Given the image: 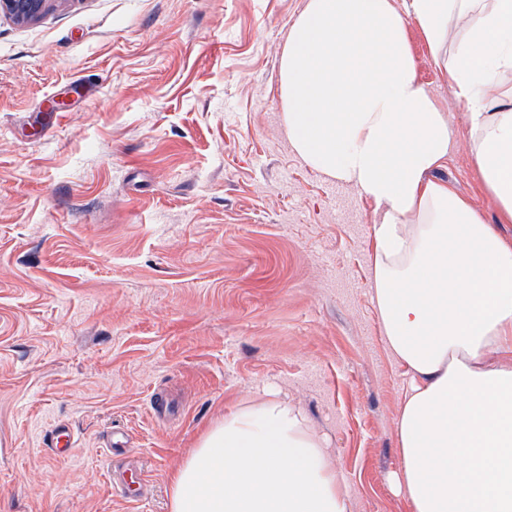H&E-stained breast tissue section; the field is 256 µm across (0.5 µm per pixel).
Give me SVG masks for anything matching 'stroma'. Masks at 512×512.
<instances>
[{
	"label": "stroma",
	"mask_w": 512,
	"mask_h": 512,
	"mask_svg": "<svg viewBox=\"0 0 512 512\" xmlns=\"http://www.w3.org/2000/svg\"><path fill=\"white\" fill-rule=\"evenodd\" d=\"M306 4L0 14V512H170L169 475L200 434L267 391L322 439L351 512H408L375 207L311 168L283 121L281 56ZM411 48L453 132L433 176L495 223L464 111L419 31ZM61 424L65 460L45 442Z\"/></svg>",
	"instance_id": "35a3bbf8"
}]
</instances>
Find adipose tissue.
<instances>
[{"label": "adipose tissue", "instance_id": "adipose-tissue-1", "mask_svg": "<svg viewBox=\"0 0 512 512\" xmlns=\"http://www.w3.org/2000/svg\"><path fill=\"white\" fill-rule=\"evenodd\" d=\"M424 37L465 110L480 188L512 224V0H308L281 58L294 149L375 206L371 294L408 377L395 485L409 512H512V239L447 182V113L419 81ZM170 512H349L301 412L267 396L211 424Z\"/></svg>", "mask_w": 512, "mask_h": 512}]
</instances>
